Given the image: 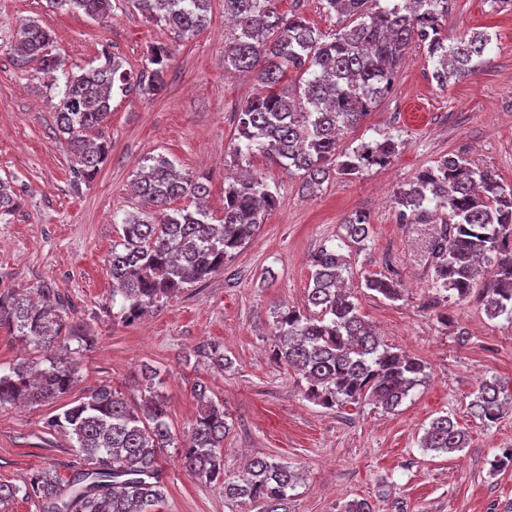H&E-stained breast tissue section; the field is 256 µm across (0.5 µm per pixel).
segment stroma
Instances as JSON below:
<instances>
[{"label":"stroma","instance_id":"1","mask_svg":"<svg viewBox=\"0 0 512 512\" xmlns=\"http://www.w3.org/2000/svg\"><path fill=\"white\" fill-rule=\"evenodd\" d=\"M209 7L210 26L179 41L128 0H114L102 20L52 8L48 0H0V178L23 199L16 216L0 223L6 242L0 284L52 285L89 332L69 393L39 405L0 406V482L20 486L43 469L69 479L79 459L48 420L103 384L141 403L150 380L178 438L197 413L195 385L223 402L231 426L225 474L270 456L298 471L288 512H340L354 499L368 500L375 512H512V469L493 475L487 465L498 449L512 447V412L489 426L469 410L485 379L499 378L512 393V322L488 318L469 299L435 304L427 249L433 229L401 223L391 197L451 152L512 187V0H448L449 36L487 32L488 61L441 88L423 47L411 45L391 92L341 136L343 146L354 147L390 134L400 143L398 154L386 167L331 179L314 194L262 153L235 156V114L255 81L225 69L224 0H210ZM27 20L51 31L69 68L96 64L106 51L136 74L149 46L172 49L160 94H114L112 147L90 184L71 180L55 134L54 90L37 62L13 50ZM158 154L181 173L207 176L215 216L223 214L229 172L240 168L264 177L278 201L223 270L125 323L112 314L108 256L117 221L139 206L130 186L143 159ZM359 211L373 226L362 247L347 242L344 230L345 218ZM325 244L339 245L353 300L380 341L426 367L425 381L394 412L369 400L316 405L304 397L301 376L272 357L275 312L304 303L309 259ZM372 274L399 280L403 298L391 302L365 288ZM461 328L468 344L456 340ZM211 345L222 346L225 369L203 357ZM444 414L468 433V447L422 450L425 428ZM159 476L167 489L159 512H258L253 504L226 501L218 486L188 472L177 449L165 450Z\"/></svg>","mask_w":512,"mask_h":512}]
</instances>
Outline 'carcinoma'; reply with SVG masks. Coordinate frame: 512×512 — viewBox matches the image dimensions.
<instances>
[{"label":"carcinoma","mask_w":512,"mask_h":512,"mask_svg":"<svg viewBox=\"0 0 512 512\" xmlns=\"http://www.w3.org/2000/svg\"><path fill=\"white\" fill-rule=\"evenodd\" d=\"M144 17L164 24L185 39L211 24L209 0H131ZM280 0H224V19L234 33L224 41V68L255 76L261 91L240 107L235 154L262 152L289 173H298L314 191L332 177L356 178L384 167L398 153L388 136L373 143L338 149L339 134L359 125L393 85L408 48L416 42L434 64L432 78L444 87L486 61L491 37L464 35L448 43V0H325L324 7L344 25L324 35L299 11L301 0L282 13ZM52 6L103 19L112 0H50ZM17 51L58 89L56 128L66 145L76 185L91 183L109 149L108 119L113 94L136 89L154 95L165 85L172 53L164 45L147 50V67L132 79L123 61L103 54L96 66L64 69L50 31L28 21L20 25ZM133 183L142 201L127 215L112 241L110 272L116 316L131 322L162 306L184 289L208 280L243 247L276 204L263 178L248 175L224 186V213L214 218L204 207L207 179L181 174L164 156H149ZM189 203L178 207L182 200ZM406 224H432L429 250L436 301L476 298L491 318L512 321V188L462 154L441 157L394 192ZM13 187L0 182V222L21 208ZM347 238L360 244L370 221L357 212L344 221ZM491 277L477 287L481 263ZM312 286L305 307H279L273 357L300 372L304 395L326 408L369 398L395 410L427 377L418 359L391 351L359 313L346 291L345 259L321 246L310 258ZM365 288L391 302L402 299L399 283L365 278ZM36 298L0 291V329L21 339L42 358L29 369L0 373V405L24 400L42 403L67 393L78 380V366L63 337L87 335L48 284ZM200 408L179 442L166 421V403L149 392L140 409L108 385L53 416L48 426L69 437L81 463L70 479L38 471L23 486L0 482V502L22 492L43 502V512H155L166 498L158 457L181 450L186 469L224 490V499H244L262 512H288L289 491L298 482L287 464L272 457L253 459L244 471L224 475V437L230 429L224 404L195 389ZM474 416L491 425L512 409L496 377L482 382L470 403ZM465 431L450 415L435 417L420 439L426 451L455 452L466 447Z\"/></svg>","instance_id":"1"}]
</instances>
